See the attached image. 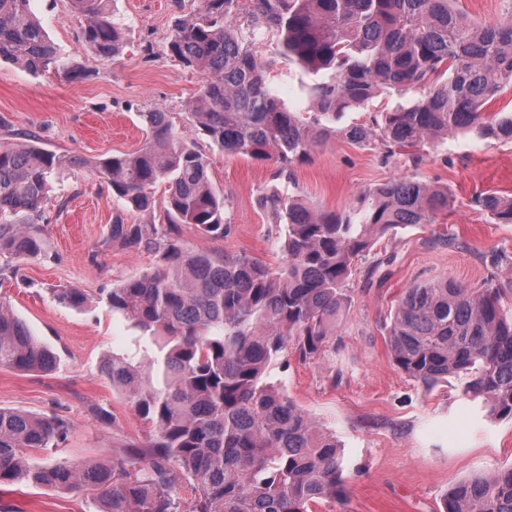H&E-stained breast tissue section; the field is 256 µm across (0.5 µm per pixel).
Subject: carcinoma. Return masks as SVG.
Wrapping results in <instances>:
<instances>
[{"label": "carcinoma", "instance_id": "obj_1", "mask_svg": "<svg viewBox=\"0 0 512 512\" xmlns=\"http://www.w3.org/2000/svg\"><path fill=\"white\" fill-rule=\"evenodd\" d=\"M85 23L80 37L95 60L126 47L109 0H71ZM453 0H200L175 19L168 56L204 75L189 105L196 134L226 155L277 164L276 175L331 134L387 149L413 147L453 132L479 130L512 141V112L486 107L512 86V14L474 22ZM270 37L275 54L315 76L313 107L288 110L270 88L267 63L253 49ZM32 75L54 70L81 79L64 59L30 0H0V61ZM428 88L409 108L339 127L382 90ZM146 139L133 153L85 160L58 155L33 139L0 145V256L38 257L42 205L59 174L90 166L126 208L146 217H112V241L160 251L155 270L109 294L112 312L137 332L140 354L103 356L99 371L153 428L143 443L113 450L112 463L31 453L65 441L70 421L0 407V484L26 483L98 493L101 512H313L346 503V468L336 436L266 380L292 352L317 361L336 336L355 264L375 240L410 224H430L451 208L448 189L392 179L371 192L359 214L315 211L293 195L270 192L259 204L275 217L285 256L272 267L247 254L184 250L177 225L222 238L224 191L210 181L207 157L159 109L139 113ZM167 185L166 223L152 219L153 188ZM475 203L512 224V197L489 190ZM55 298L82 307L77 288ZM394 366L430 386L461 374L463 395L490 419H512V312L499 288L471 290L443 280L407 289L388 332ZM55 353L0 304V368L49 372ZM442 512H512V466L452 487Z\"/></svg>", "mask_w": 512, "mask_h": 512}]
</instances>
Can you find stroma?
<instances>
[{
  "label": "stroma",
  "instance_id": "1",
  "mask_svg": "<svg viewBox=\"0 0 512 512\" xmlns=\"http://www.w3.org/2000/svg\"><path fill=\"white\" fill-rule=\"evenodd\" d=\"M198 0H116L114 13L127 46L111 61L92 59L80 38L83 18L70 0H32L50 38L69 61L90 76L30 75L0 62V142L30 136L46 149L88 159L130 153L146 132L139 115L160 108L176 129L194 138L188 106L202 83L199 73L166 54L175 16L194 12ZM272 87L289 110L310 105L303 88L312 77L276 58ZM208 176L227 199V236L210 239L189 224L178 227L188 251L244 253L278 264L284 255L271 214L258 203L269 191H285L315 210L355 213L368 193L394 178L448 189L454 206L433 223L390 231L359 263L348 285L351 305L322 360H277L267 374L342 444L347 469L345 505L324 502L315 512H439L448 490L468 476L512 465V420L488 421L461 398L460 377L428 388L392 363L388 327L399 300L418 284L450 279L464 287L502 288L512 310V224H497L474 198L495 190L512 195V142L474 133L451 135L387 154L377 143L356 144L331 136L296 164L291 178L275 177V164L206 149ZM138 213L87 167L66 169L50 193L40 227L41 256L0 257V301L59 357L49 372L0 368V407L70 419L68 438L49 455L57 460L108 463L114 446L146 440L149 425L99 372L105 354L134 352L135 332L114 314L107 295L117 284L157 267L156 249L129 250L110 239L116 212ZM56 288H78L90 304L59 303ZM113 413L101 424L96 410ZM91 493H67L24 483L0 484V512H100Z\"/></svg>",
  "mask_w": 512,
  "mask_h": 512
}]
</instances>
